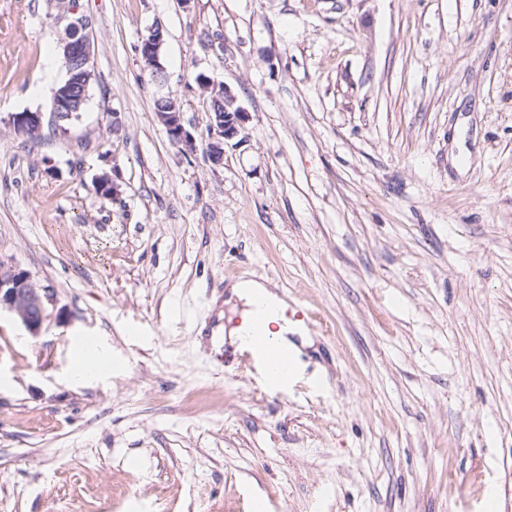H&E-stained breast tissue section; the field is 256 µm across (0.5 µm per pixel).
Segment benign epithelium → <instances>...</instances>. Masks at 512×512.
I'll use <instances>...</instances> for the list:
<instances>
[{"label": "benign epithelium", "instance_id": "benign-epithelium-1", "mask_svg": "<svg viewBox=\"0 0 512 512\" xmlns=\"http://www.w3.org/2000/svg\"><path fill=\"white\" fill-rule=\"evenodd\" d=\"M67 11L75 16L65 37L61 39L70 79L58 91L50 115L46 116L42 112H20L12 117L15 132L26 140L43 136L45 123L58 126L67 119V112L71 111L73 87L79 86L85 91L90 79L95 77L91 38L77 42L74 36L77 30L90 32L91 22L86 16L78 14L77 4L74 2L68 4ZM162 38V28L157 26L140 48L153 70V80L160 86L166 83L165 71L159 62ZM217 96L224 99V111L215 113V117L210 119L212 134L208 149L210 154L222 156L224 144L241 134L247 113L235 106L236 98L229 87H220ZM163 100L167 103V111L157 113L159 120L180 152L189 157L194 155L198 150L197 141L185 127L182 113L177 110V102L170 96L163 97ZM49 301L48 289L42 287L27 272L0 259V309L12 312L28 331L36 333L46 319V303Z\"/></svg>", "mask_w": 512, "mask_h": 512}]
</instances>
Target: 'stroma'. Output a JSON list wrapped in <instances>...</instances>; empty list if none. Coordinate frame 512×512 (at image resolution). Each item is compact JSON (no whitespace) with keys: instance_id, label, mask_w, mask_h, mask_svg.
Returning <instances> with one entry per match:
<instances>
[{"instance_id":"35a3bbf8","label":"stroma","mask_w":512,"mask_h":512,"mask_svg":"<svg viewBox=\"0 0 512 512\" xmlns=\"http://www.w3.org/2000/svg\"><path fill=\"white\" fill-rule=\"evenodd\" d=\"M80 12L88 104L26 146L71 17L0 0V259L53 296L35 337L0 312V512H512V0ZM200 74L248 114L219 164L154 109L206 144ZM242 278L313 315L284 392L227 348ZM88 336L117 365L81 385ZM162 38V27L157 26L152 31L149 38L145 39L140 48L148 65L153 70V80L159 86H163L167 81L164 68L159 62V48L162 43ZM167 103L166 110L170 112H159L165 105L160 103L159 98L155 101V110L162 124L165 126L173 143L185 156H193L197 150L195 136L185 127L182 113L177 110V102L170 96H161ZM15 132L24 138L36 139L43 136L45 126L44 112H20L12 117Z\"/></svg>"}]
</instances>
